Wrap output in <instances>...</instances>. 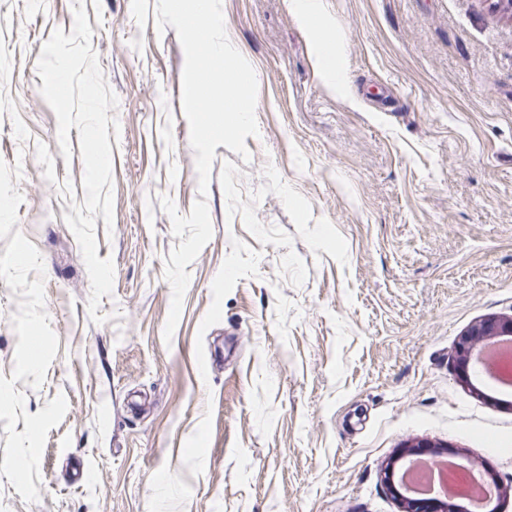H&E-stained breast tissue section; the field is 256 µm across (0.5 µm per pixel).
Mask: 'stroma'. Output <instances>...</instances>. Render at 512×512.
Returning a JSON list of instances; mask_svg holds the SVG:
<instances>
[{
    "label": "stroma",
    "mask_w": 512,
    "mask_h": 512,
    "mask_svg": "<svg viewBox=\"0 0 512 512\" xmlns=\"http://www.w3.org/2000/svg\"><path fill=\"white\" fill-rule=\"evenodd\" d=\"M156 2L85 0L120 124L96 323L63 219L85 198L79 130L64 159L37 73L73 0H0V512H399L381 474L420 443L512 512V392L463 379L456 351L512 316V19L322 0L339 94L289 0H222L258 133L249 160L216 148L202 196ZM163 196L185 216L206 199L213 227L168 342ZM319 49L322 55L323 70L336 86V89H341L346 82V76L339 65L338 49L337 45L335 48V39L328 38L324 40L320 38Z\"/></svg>",
    "instance_id": "obj_1"
}]
</instances>
